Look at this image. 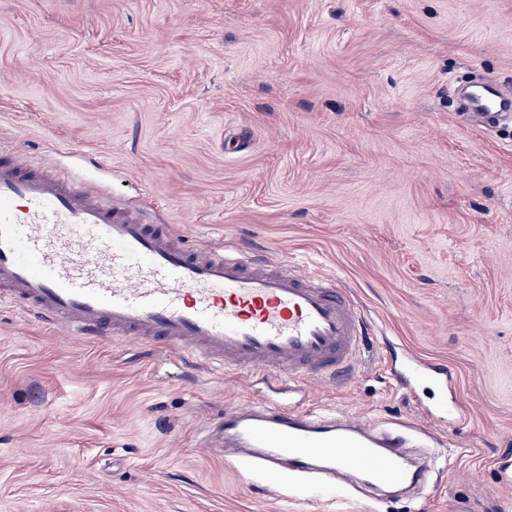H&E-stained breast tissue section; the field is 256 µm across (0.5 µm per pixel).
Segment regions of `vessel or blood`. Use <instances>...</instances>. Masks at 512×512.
Listing matches in <instances>:
<instances>
[{
	"label": "vessel or blood",
	"instance_id": "b4317fda",
	"mask_svg": "<svg viewBox=\"0 0 512 512\" xmlns=\"http://www.w3.org/2000/svg\"><path fill=\"white\" fill-rule=\"evenodd\" d=\"M486 126L512 117V95L484 82L463 93ZM78 339L134 338L227 372L294 389L349 375L366 320L337 277L272 266L234 243H179L171 225L123 207L0 147V295ZM211 453L265 471L353 473L371 487L422 483L408 469L404 428L291 404H242L201 428Z\"/></svg>",
	"mask_w": 512,
	"mask_h": 512
}]
</instances>
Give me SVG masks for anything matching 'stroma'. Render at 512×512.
Returning a JSON list of instances; mask_svg holds the SVG:
<instances>
[{
    "label": "stroma",
    "mask_w": 512,
    "mask_h": 512,
    "mask_svg": "<svg viewBox=\"0 0 512 512\" xmlns=\"http://www.w3.org/2000/svg\"><path fill=\"white\" fill-rule=\"evenodd\" d=\"M477 78L512 83V0H0V144L340 275L360 365L289 399L426 427L433 462L400 496L258 473L198 443L264 379L0 298V512H512V122L457 112Z\"/></svg>",
    "instance_id": "1"
}]
</instances>
